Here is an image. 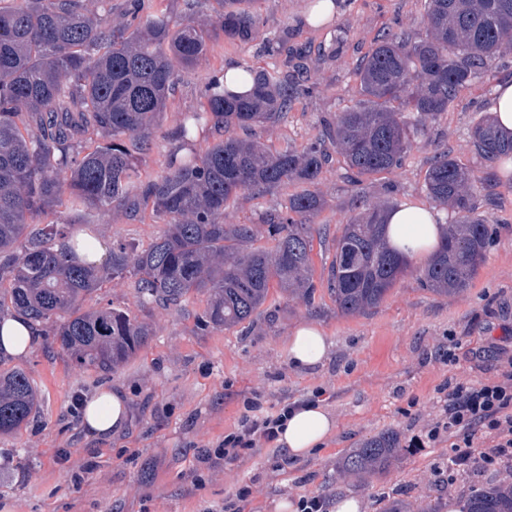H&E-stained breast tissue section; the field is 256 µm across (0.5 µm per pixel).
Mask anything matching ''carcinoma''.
Instances as JSON below:
<instances>
[{"label": "carcinoma", "mask_w": 512, "mask_h": 512, "mask_svg": "<svg viewBox=\"0 0 512 512\" xmlns=\"http://www.w3.org/2000/svg\"><path fill=\"white\" fill-rule=\"evenodd\" d=\"M85 0H12L0 5V316L14 314L50 329L60 348L86 368L107 374L146 343L149 330L110 304L83 309L109 278L130 276L142 306H178L207 295L206 327L252 325L270 286L309 302L316 284L311 253L313 219L325 200L317 191L331 153L358 179L402 165L412 143L426 137L459 92L493 72L512 44V0H428L425 38L389 31L357 70L362 99L338 113L322 133L297 149L271 151L242 139L234 128L273 123L311 88L294 58L284 69H249L254 89L224 94L211 85L204 111L174 131L188 140L211 121L222 138L202 156H174L166 173L141 179L139 154L149 145L178 81L209 42L252 40L261 20L255 0H215L213 22H173L141 14L129 0L124 20H110L109 0L93 14ZM101 135L92 148L90 133ZM480 159L512 154V138L493 122L471 130ZM288 182L302 186L281 211L265 214L273 245L256 247L254 224H226L224 211L245 190L265 192ZM479 178L448 150L436 152L425 176L429 197L457 219L424 270L438 294L469 287L493 235L476 212ZM69 194L98 211L143 207L166 224L148 246L112 242L98 268L63 250L71 238L59 224L38 226ZM356 214L336 236L333 259L320 284L344 315L377 306L409 262L386 243L381 205L356 194ZM35 405L28 375L0 370V435L20 428ZM393 433L371 437L345 455L342 470L383 473L398 452ZM466 512H512V483L475 492Z\"/></svg>", "instance_id": "1"}]
</instances>
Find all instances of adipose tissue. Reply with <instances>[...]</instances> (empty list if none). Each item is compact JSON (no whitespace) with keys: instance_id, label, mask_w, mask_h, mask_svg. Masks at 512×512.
Segmentation results:
<instances>
[{"instance_id":"obj_1","label":"adipose tissue","mask_w":512,"mask_h":512,"mask_svg":"<svg viewBox=\"0 0 512 512\" xmlns=\"http://www.w3.org/2000/svg\"><path fill=\"white\" fill-rule=\"evenodd\" d=\"M447 220L444 209L404 203L386 214L389 243L410 258H426L438 248ZM40 340L37 324L11 315L0 317V353L24 358ZM329 350L324 333L314 324L300 325L287 341L288 362L301 370L322 366ZM129 418L130 405L123 390L104 387L82 401V425L89 435L112 437L126 427ZM335 427L336 421L323 401L307 399L289 410L276 443L286 457L304 458L323 448Z\"/></svg>"}]
</instances>
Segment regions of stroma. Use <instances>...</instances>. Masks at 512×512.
<instances>
[{"label": "stroma", "mask_w": 512, "mask_h": 512, "mask_svg": "<svg viewBox=\"0 0 512 512\" xmlns=\"http://www.w3.org/2000/svg\"><path fill=\"white\" fill-rule=\"evenodd\" d=\"M338 15L320 29L303 25L310 0H259L264 25L247 43L221 38L182 71L167 112L147 150L140 156L142 177L164 174L175 151L169 133L183 113L199 110L214 74L227 63L273 68L268 38L289 31V48H305L312 97L294 101L274 123L237 129L271 150L301 147L360 98L355 70L386 30L421 38L426 34L427 0H337ZM343 36L333 51L335 36ZM496 87L485 77L461 91L448 112L429 126L400 167L363 178L353 185L341 156H333L319 178L325 207L314 219L321 234L314 242L315 271L328 268L332 241L351 215V198L394 206L428 203L424 178L435 152L448 149L472 167L482 185L475 196L479 212L499 232L470 286L438 294L421 282L423 261L409 270L374 308L354 315L338 311L325 288L312 301L283 297L271 289L248 331L204 327L199 316L206 295H191L174 307H142L131 279L107 280L86 298L84 308L112 304L148 324L151 335L139 353L107 374L77 365L52 334L26 359L0 361V368L24 371L36 390L37 407L18 430L0 435V506L11 512H222L225 499L241 484L253 488L252 512H275L282 497L321 495L360 497L364 512H448L449 499L467 501L474 491L502 483L497 465L447 473L455 431L445 430L450 387H476L499 381L502 353L512 354V171L504 162L488 163L475 153L471 129L488 117ZM288 183L267 193L244 191L224 212L228 224H257L265 213L284 209L298 192ZM48 218L89 230L105 242L126 240L148 246L164 229L151 209L137 215L102 212L70 198ZM321 327L332 344L328 360L310 371L292 368L286 342L301 324ZM461 338L458 360L448 364L439 352L449 337ZM123 388L132 408L127 430L108 440L86 435L80 427L85 396L103 386ZM319 397L334 414L337 429L324 448L306 459L275 468L271 446L243 460L207 468L200 458L221 447L234 431L246 400L263 411L284 402ZM442 425L438 441L425 433ZM384 432L396 433L400 452L387 472L358 478L340 473L351 449Z\"/></svg>", "instance_id": "1"}]
</instances>
